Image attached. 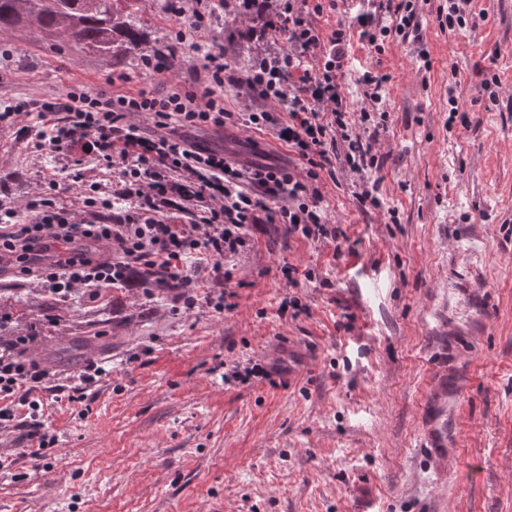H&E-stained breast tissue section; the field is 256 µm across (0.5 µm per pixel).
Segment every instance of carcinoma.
<instances>
[{
    "label": "carcinoma",
    "mask_w": 512,
    "mask_h": 512,
    "mask_svg": "<svg viewBox=\"0 0 512 512\" xmlns=\"http://www.w3.org/2000/svg\"><path fill=\"white\" fill-rule=\"evenodd\" d=\"M139 0H0V27L34 20L38 28L68 36L86 50L108 54L120 63L136 60L144 43L143 31L133 20ZM147 293L159 298L182 294L189 285L154 269L138 275ZM102 330L94 328L78 337L64 361L82 357V350L102 343Z\"/></svg>",
    "instance_id": "1"
}]
</instances>
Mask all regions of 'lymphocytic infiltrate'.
Returning <instances> with one entry per match:
<instances>
[{"label":"lymphocytic infiltrate","mask_w":512,"mask_h":512,"mask_svg":"<svg viewBox=\"0 0 512 512\" xmlns=\"http://www.w3.org/2000/svg\"><path fill=\"white\" fill-rule=\"evenodd\" d=\"M306 0H267L266 11L288 32V51L253 58L247 83L260 108L235 113L224 109L220 92L235 77L215 45L204 53V85L158 97L147 89L116 90L115 77L104 90L69 88L61 103L38 112L52 132L53 151L86 143L98 166L113 171L115 185L84 186L80 169L70 174L79 186L78 207H68L64 191L51 183L50 195L27 205L31 223L16 221L17 209L0 201V271L36 277L49 292L71 297L77 291L98 297L102 290L127 281L144 265L174 279H193L192 262L208 265L224 278V259L246 248L257 224L287 225L308 240H338L320 189L323 175L336 164L359 178L361 203L379 206L378 187L365 174L375 167L373 145L387 125L382 110L385 76L364 71L360 84L370 110L353 116L337 80L351 43L359 37L377 48L386 38L407 36L416 25L418 0H379L374 12L360 15L357 32L339 28L323 36L303 11ZM255 0H172L175 17H188L176 32L178 42L208 29L216 9L249 11ZM286 105L287 117L270 104ZM139 113L151 132L129 123ZM243 126L284 140L300 161L295 171L268 164L237 168L223 152L192 142L187 130ZM195 203L203 214L195 224H171L164 217L176 200ZM124 209H116L117 201ZM29 339L16 337L0 348V429L23 420L36 428L38 447L29 455L43 460L50 436L43 420L42 383L46 371L27 365L22 352Z\"/></svg>","instance_id":"lymphocytic-infiltrate-1"}]
</instances>
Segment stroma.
<instances>
[{"label": "stroma", "mask_w": 512, "mask_h": 512, "mask_svg": "<svg viewBox=\"0 0 512 512\" xmlns=\"http://www.w3.org/2000/svg\"><path fill=\"white\" fill-rule=\"evenodd\" d=\"M440 2L422 0L408 38L379 52L352 43L343 60L352 112L362 70L387 75L389 122L368 171L380 207L361 205L346 173L322 180L340 244L258 225L225 259L229 280L196 268L190 311L134 284L49 308L37 283L0 276V288L29 298L16 323L33 337L27 360L43 362L85 324H116L95 386L77 396L69 387L86 360L51 368L44 420L56 441L45 465L28 455L27 425L0 431V456L13 461L0 475V512H512V0H472L474 26L455 31L440 27ZM134 17L143 52L176 43L168 0H139ZM213 44L240 78L224 88L225 111L256 108L247 63L288 50L287 37L264 33L256 15L221 12L153 76L33 26L0 30V106L59 102L68 86L94 92L113 74L127 76L124 91L164 96L191 85ZM490 71L500 78L493 102L482 87ZM38 128L24 117L0 132V200L23 221L74 162L85 183L112 179L83 143L63 154L38 147ZM191 138L242 166L296 163L243 127ZM289 265L312 279L291 286ZM211 293L227 310L206 304ZM292 298L300 308L287 307ZM288 340L314 364L284 385L258 367ZM438 359L448 395L435 409L454 462L445 473L421 420Z\"/></svg>", "instance_id": "obj_1"}]
</instances>
